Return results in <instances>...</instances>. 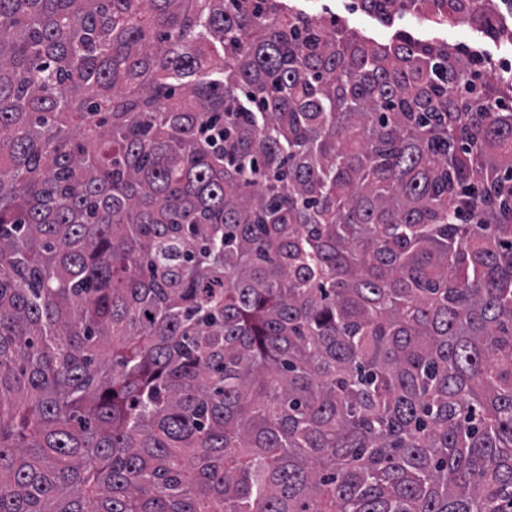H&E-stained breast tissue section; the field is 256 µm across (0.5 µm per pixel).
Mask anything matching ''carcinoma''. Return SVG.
Returning <instances> with one entry per match:
<instances>
[{
    "label": "carcinoma",
    "instance_id": "obj_1",
    "mask_svg": "<svg viewBox=\"0 0 512 512\" xmlns=\"http://www.w3.org/2000/svg\"><path fill=\"white\" fill-rule=\"evenodd\" d=\"M476 68L289 0H0V512H512Z\"/></svg>",
    "mask_w": 512,
    "mask_h": 512
}]
</instances>
